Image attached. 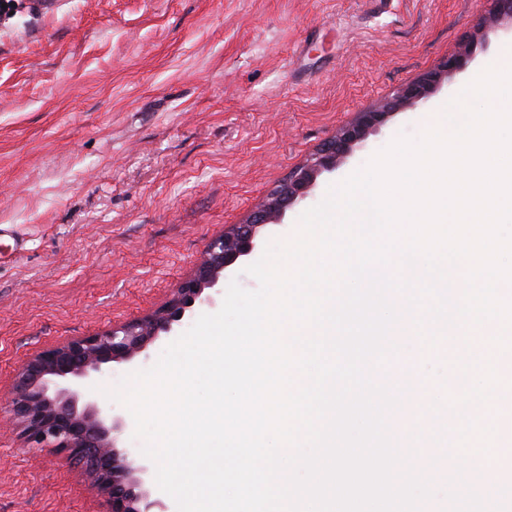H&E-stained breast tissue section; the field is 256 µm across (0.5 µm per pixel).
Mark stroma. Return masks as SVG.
I'll return each instance as SVG.
<instances>
[{
  "instance_id": "1",
  "label": "stroma",
  "mask_w": 512,
  "mask_h": 512,
  "mask_svg": "<svg viewBox=\"0 0 512 512\" xmlns=\"http://www.w3.org/2000/svg\"><path fill=\"white\" fill-rule=\"evenodd\" d=\"M17 0L0 16V397L39 352L153 313L168 303L225 225L243 222L356 112L434 69L485 14L483 0ZM467 74L396 114L348 162L322 176L282 223L260 230L210 302L176 333L217 312L230 281L256 289L248 265L290 239L329 187L398 136L419 139ZM169 335L103 365L81 386L122 419L119 447L144 462L134 420L106 390L155 364ZM413 350L422 390H406L425 434L413 466L445 512L448 431L430 410L448 361L422 339L399 345L376 380L398 384ZM63 453L32 448L0 411V512H108Z\"/></svg>"
}]
</instances>
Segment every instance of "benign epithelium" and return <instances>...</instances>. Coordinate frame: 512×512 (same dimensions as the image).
Here are the masks:
<instances>
[{"label": "benign epithelium", "mask_w": 512, "mask_h": 512, "mask_svg": "<svg viewBox=\"0 0 512 512\" xmlns=\"http://www.w3.org/2000/svg\"><path fill=\"white\" fill-rule=\"evenodd\" d=\"M486 2L489 24L512 22V0ZM476 44L474 38L464 41L434 70L392 99L357 113L351 123L294 168L244 223L230 225L211 240L194 274L181 283L165 307L144 319L43 350L24 363L7 404L26 441L38 448L61 450L81 465L92 487L108 496L110 512H154L157 502L132 479L134 472L144 473L147 467L136 465L129 452L118 446L120 423L112 414L94 402L81 400V384L102 365L128 360L160 334L170 333L196 302L203 300L205 290L218 285L226 269L254 250L261 228L282 223L287 210L308 196L321 175L336 171L395 113L428 99L444 79L466 70Z\"/></svg>", "instance_id": "benign-epithelium-1"}]
</instances>
